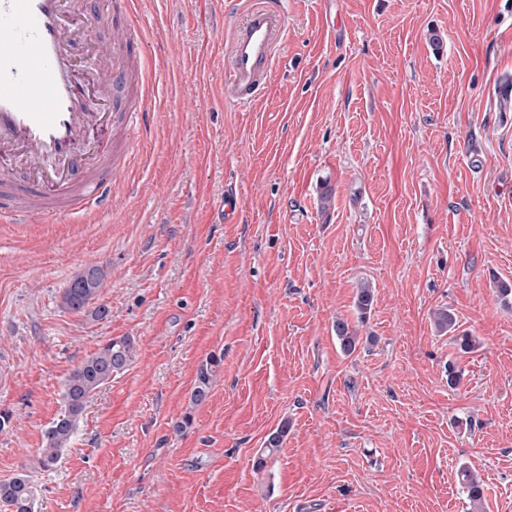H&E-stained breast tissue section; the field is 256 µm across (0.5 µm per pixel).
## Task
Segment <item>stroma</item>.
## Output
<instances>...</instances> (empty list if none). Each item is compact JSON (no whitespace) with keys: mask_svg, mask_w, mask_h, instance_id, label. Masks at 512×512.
Masks as SVG:
<instances>
[{"mask_svg":"<svg viewBox=\"0 0 512 512\" xmlns=\"http://www.w3.org/2000/svg\"><path fill=\"white\" fill-rule=\"evenodd\" d=\"M137 8L161 49L156 125L111 214L0 223V481L28 474L35 512H471L466 466L484 512H512V304L497 291L512 284V112L495 94L512 0H288L275 78L249 106L224 102L218 19L237 0ZM229 188L241 210L225 224ZM92 265L100 319L60 306ZM443 307L471 353L436 331ZM124 336L129 363L40 469L64 379ZM217 365V360H209L198 369L191 395V400L194 405H199L207 399L211 388L213 372ZM458 481L462 488L467 491V497L472 507V511H480L484 499L483 482L478 476L467 468H462L458 472Z\"/></svg>","mask_w":512,"mask_h":512,"instance_id":"stroma-1","label":"stroma"}]
</instances>
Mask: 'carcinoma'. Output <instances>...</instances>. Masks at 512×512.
<instances>
[{
    "mask_svg": "<svg viewBox=\"0 0 512 512\" xmlns=\"http://www.w3.org/2000/svg\"><path fill=\"white\" fill-rule=\"evenodd\" d=\"M102 284L103 271L98 267L89 266L77 272L62 292L61 306L67 311L84 313L93 318L105 316L107 308L96 304ZM372 303L373 291L370 285L360 284L355 298L360 321L367 319ZM433 324L438 332L453 334V341L460 352L469 353L475 348L473 336L464 330L457 331V319L450 310H436L433 313ZM334 328L344 350L353 351L358 340L356 332L343 319L337 320ZM131 352L132 343L129 339H110L69 373L64 385V408L44 431L40 466L48 468L57 461L69 444L89 398L112 380V374L125 368ZM217 365L218 361L209 360L198 369L191 395L193 404L199 405L207 399ZM287 431L288 427L283 425L268 437L266 447L261 449L257 465H263L265 457L279 450ZM458 481L467 491L472 510L477 512L484 499L483 482L467 468L459 470ZM36 499L37 488L27 474H19L0 482V512H34Z\"/></svg>",
    "mask_w": 512,
    "mask_h": 512,
    "instance_id": "1",
    "label": "carcinoma"
}]
</instances>
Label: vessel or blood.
I'll return each mask as SVG.
<instances>
[{"label":"vessel or blood","mask_w":512,"mask_h":512,"mask_svg":"<svg viewBox=\"0 0 512 512\" xmlns=\"http://www.w3.org/2000/svg\"><path fill=\"white\" fill-rule=\"evenodd\" d=\"M113 0H0V223L43 224L104 213L123 179L112 137L150 133V88L135 63L149 42ZM112 27L94 43L90 16ZM284 0H248L223 34L224 99H258L286 30ZM102 125L110 141L93 143Z\"/></svg>","instance_id":"1"}]
</instances>
